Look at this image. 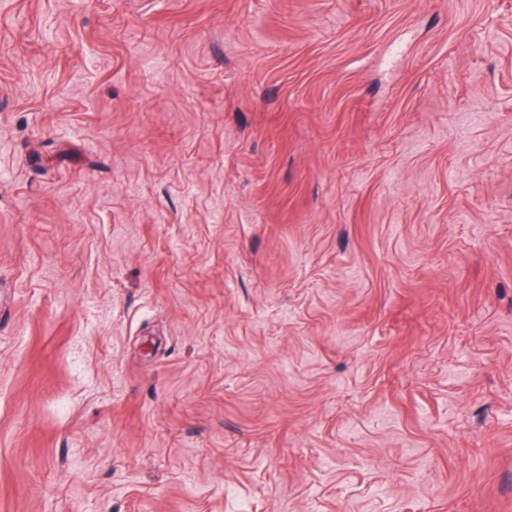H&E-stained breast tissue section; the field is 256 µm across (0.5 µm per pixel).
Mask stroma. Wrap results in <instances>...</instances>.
<instances>
[{
  "mask_svg": "<svg viewBox=\"0 0 512 512\" xmlns=\"http://www.w3.org/2000/svg\"><path fill=\"white\" fill-rule=\"evenodd\" d=\"M512 512V0H0V512Z\"/></svg>",
  "mask_w": 512,
  "mask_h": 512,
  "instance_id": "stroma-1",
  "label": "stroma"
}]
</instances>
